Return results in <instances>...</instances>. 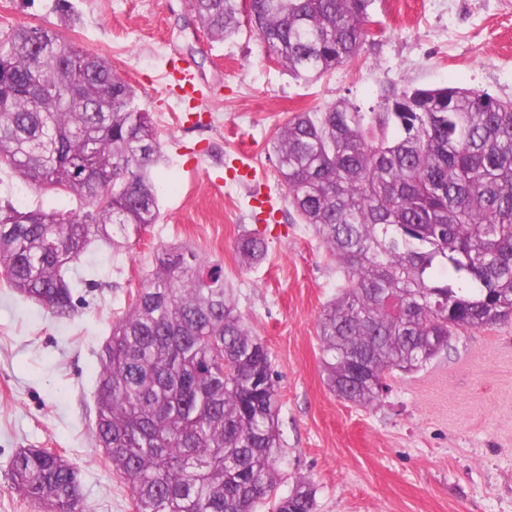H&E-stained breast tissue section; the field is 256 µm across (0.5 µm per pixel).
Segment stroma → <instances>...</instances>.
<instances>
[{
    "instance_id": "35a3bbf8",
    "label": "stroma",
    "mask_w": 512,
    "mask_h": 512,
    "mask_svg": "<svg viewBox=\"0 0 512 512\" xmlns=\"http://www.w3.org/2000/svg\"><path fill=\"white\" fill-rule=\"evenodd\" d=\"M0 0V36L52 24L105 57L154 123L160 218L119 250L95 242L76 265L74 311L57 318L0 283V512H45L7 478L20 448L74 463L89 512H129V491L92 435L99 353L131 292L166 246L221 266L251 330L268 346L279 393L277 495L296 478L317 512H512V322L454 338L420 370L393 372L374 406L333 394L318 319L342 281L279 183L271 141L296 112L342 98L377 104L383 86H457L512 98V0H373V42L353 65L298 79L241 27L211 40L191 0ZM188 64L198 91L167 72ZM67 209L0 167V202ZM257 231L266 258L242 269L236 243Z\"/></svg>"
}]
</instances>
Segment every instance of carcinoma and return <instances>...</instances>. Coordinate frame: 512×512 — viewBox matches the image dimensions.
<instances>
[{"label":"carcinoma","mask_w":512,"mask_h":512,"mask_svg":"<svg viewBox=\"0 0 512 512\" xmlns=\"http://www.w3.org/2000/svg\"><path fill=\"white\" fill-rule=\"evenodd\" d=\"M372 0H192L207 35L258 34L300 79L354 62ZM300 223L344 283L318 335L329 389L368 408L382 379L416 370L465 332L512 321V99L459 87L382 89L365 111L342 98L293 115L272 142ZM161 143L137 94L103 57L56 30L0 37V164L75 207L0 204V278L67 318L69 272L101 240L119 249L158 222ZM103 188L82 181L85 172ZM242 266L267 244L237 243ZM455 277H448V271ZM219 266L164 250L102 347L92 431L134 512H316L304 477L276 497L278 393ZM9 479L47 512H85L78 468L21 448Z\"/></svg>","instance_id":"obj_1"}]
</instances>
